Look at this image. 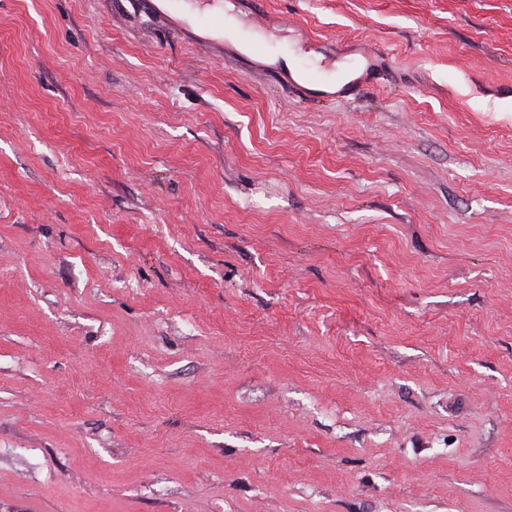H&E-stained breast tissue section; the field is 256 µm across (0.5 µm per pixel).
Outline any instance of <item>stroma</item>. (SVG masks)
Returning a JSON list of instances; mask_svg holds the SVG:
<instances>
[{"mask_svg":"<svg viewBox=\"0 0 512 512\" xmlns=\"http://www.w3.org/2000/svg\"><path fill=\"white\" fill-rule=\"evenodd\" d=\"M263 9L0 0V512H512V0ZM198 19L191 17L190 24L187 20L176 21V28L179 30L191 32L193 30L192 25L200 29H205L216 34L224 33V15L218 11H206V8H213L215 6L223 7L222 1L211 0L201 2L199 5ZM338 53L352 54L356 53L360 57L355 58V64L344 74L342 78L336 80V88L326 85L321 76L315 72L303 70L297 67H288V72L283 73L278 66L261 65L256 73L260 75H272L288 84L292 89L302 92L306 97H326L335 100L338 103H347L350 98H355L360 91L368 84L371 76L375 75L380 67V53L371 48L361 49L358 47H346L338 49ZM321 87L330 91H325L324 95H313L312 87Z\"/></svg>","mask_w":512,"mask_h":512,"instance_id":"1","label":"stroma"}]
</instances>
